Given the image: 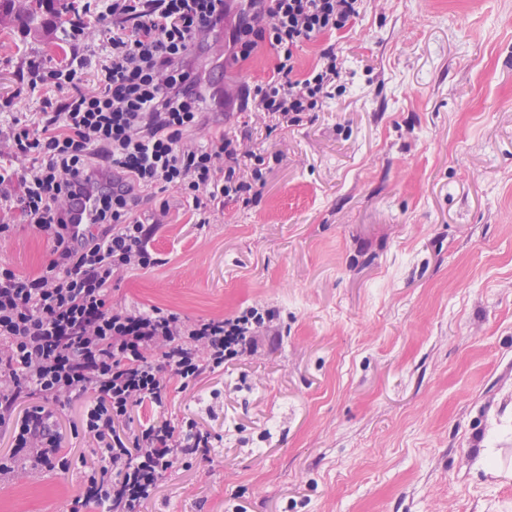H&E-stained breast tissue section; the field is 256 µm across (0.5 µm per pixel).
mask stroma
I'll return each instance as SVG.
<instances>
[{"label": "stroma", "instance_id": "obj_1", "mask_svg": "<svg viewBox=\"0 0 512 512\" xmlns=\"http://www.w3.org/2000/svg\"><path fill=\"white\" fill-rule=\"evenodd\" d=\"M67 19L0 27V113L34 112L26 62L65 64ZM342 95L254 142L249 205L198 226L174 191L150 241L159 263L122 274L114 301L195 320L276 312L258 351L188 388L163 416L215 438L180 462L147 512H512V0H366L332 35ZM231 90L271 50L225 64ZM14 224L0 261L37 272L46 244ZM58 430L68 472L0 477V512H67L95 445Z\"/></svg>", "mask_w": 512, "mask_h": 512}]
</instances>
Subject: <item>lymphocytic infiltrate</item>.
Masks as SVG:
<instances>
[{
  "mask_svg": "<svg viewBox=\"0 0 512 512\" xmlns=\"http://www.w3.org/2000/svg\"><path fill=\"white\" fill-rule=\"evenodd\" d=\"M364 0H96L103 35L97 54L63 67L29 64L30 88L57 89L37 112L14 114L0 159V198L15 199L31 231L49 248L34 274L0 264V431L16 463L67 467L56 430L60 407L84 400L79 426L100 457L69 512H145L160 479L184 458L205 456L210 433L195 420H152L132 430L131 415L164 404L225 360L256 352L274 310L252 307L232 318L181 314L112 302V282L157 263L149 242L167 205L139 212L143 199L174 190L207 224L218 205L247 200L263 177L245 112L267 130L298 124L334 99L342 64L334 46L306 74L301 44L345 29ZM239 4L229 35L233 62L263 47L269 75L235 95L207 98L195 60ZM93 90H85L84 81ZM239 122L204 140L194 133L207 109Z\"/></svg>",
  "mask_w": 512,
  "mask_h": 512,
  "instance_id": "lymphocytic-infiltrate-1",
  "label": "lymphocytic infiltrate"
}]
</instances>
